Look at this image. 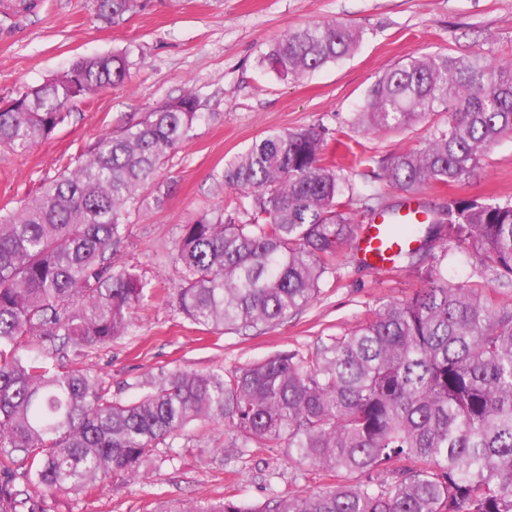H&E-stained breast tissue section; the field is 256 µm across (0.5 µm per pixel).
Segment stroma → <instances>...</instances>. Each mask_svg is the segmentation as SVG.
I'll use <instances>...</instances> for the list:
<instances>
[{
	"instance_id": "stroma-1",
	"label": "stroma",
	"mask_w": 512,
	"mask_h": 512,
	"mask_svg": "<svg viewBox=\"0 0 512 512\" xmlns=\"http://www.w3.org/2000/svg\"><path fill=\"white\" fill-rule=\"evenodd\" d=\"M362 32L344 60L296 80L279 79L262 56L289 29L324 21ZM481 54L493 64L512 62V0H141V7L111 23L97 0H0V102L61 74L77 59L126 54L130 77L74 101L47 140L25 153L0 150V210L19 209L42 185L71 170L94 138L138 122L144 112L192 90L206 118L158 171L144 194L148 207L132 212L126 240L112 262L131 266L148 283L125 336L86 350L53 356V365L98 374L114 397L133 401L149 375L206 373L262 361L282 351H305L326 336H342L382 303L411 295L421 285L408 268L369 270L345 248L319 298L283 324L227 333L221 339L191 325L173 298L179 271L172 261L182 224L239 204L224 183V168L273 130L347 125L343 146L327 162L347 168L360 195L401 199L387 183L353 168L359 153L382 160L417 146L423 128L367 134L349 127L383 70L410 55ZM451 196L512 199V136L494 147L488 166L462 183L434 187L423 202ZM447 276L478 283L502 302L491 271L466 247L448 251ZM223 424L198 421L172 446L161 447L149 484L112 477L91 496H62L51 512H175L188 502L238 499L258 506L327 484L328 476L292 463L284 448H237Z\"/></svg>"
}]
</instances>
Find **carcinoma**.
Returning <instances> with one entry per match:
<instances>
[{
  "mask_svg": "<svg viewBox=\"0 0 512 512\" xmlns=\"http://www.w3.org/2000/svg\"><path fill=\"white\" fill-rule=\"evenodd\" d=\"M139 0H100L114 22ZM354 27L291 29L263 57L283 80L349 56ZM125 55L81 58L0 112V147L48 139L74 100L130 77ZM189 90L89 145L73 170L0 213V512H50L61 495H91L112 474L146 481L159 446L193 422L223 423L236 448L288 449L336 478L267 500L189 504L178 512H512V303L448 281V245L472 250L512 290V199L450 198L417 224L395 263L421 287L382 304L345 336L228 371L150 375L132 402L86 368L49 369L126 334L147 282L109 263L139 191L203 115ZM445 113L440 123L434 116ZM351 126L425 128L417 148L380 162L383 181L413 198L470 178L512 133V63L479 54L409 56L384 69ZM344 127L271 131L224 169L244 202L183 224L174 260L179 311L222 335L273 327L308 307L360 226L354 185L323 162ZM387 474L383 479L372 474Z\"/></svg>",
  "mask_w": 512,
  "mask_h": 512,
  "instance_id": "cac0c4a2",
  "label": "carcinoma"
}]
</instances>
